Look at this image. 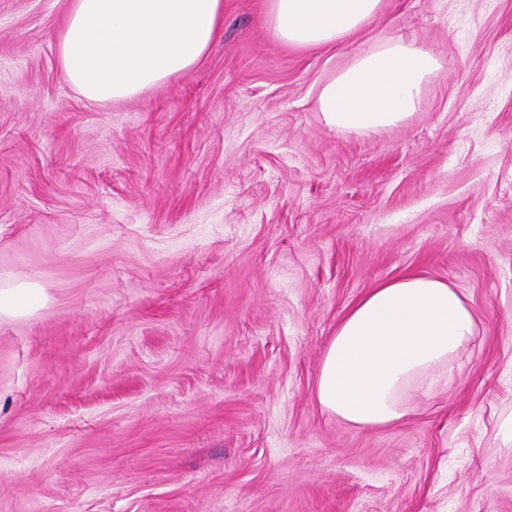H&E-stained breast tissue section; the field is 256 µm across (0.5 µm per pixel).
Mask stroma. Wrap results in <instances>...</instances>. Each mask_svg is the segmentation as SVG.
Wrapping results in <instances>:
<instances>
[{
	"label": "stroma",
	"mask_w": 512,
	"mask_h": 512,
	"mask_svg": "<svg viewBox=\"0 0 512 512\" xmlns=\"http://www.w3.org/2000/svg\"><path fill=\"white\" fill-rule=\"evenodd\" d=\"M224 0L202 63L119 103L65 81L61 0H0V512H512V0H392L297 49ZM399 38L440 76L380 134L320 86ZM408 272L482 309L386 428L315 397L342 315ZM39 289L28 284H18L0 289V317L13 316L33 308L40 300Z\"/></svg>",
	"instance_id": "35a3bbf8"
}]
</instances>
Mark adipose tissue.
<instances>
[{
    "label": "adipose tissue",
    "mask_w": 512,
    "mask_h": 512,
    "mask_svg": "<svg viewBox=\"0 0 512 512\" xmlns=\"http://www.w3.org/2000/svg\"><path fill=\"white\" fill-rule=\"evenodd\" d=\"M390 0H267L272 34L296 48L346 42ZM224 22V0H65L56 35L67 82L84 99L116 102L193 70ZM442 70L435 50L391 40L364 51L319 92L325 121L378 134L406 121ZM481 311L446 279L383 281L340 319L315 388L321 409L368 430L393 425L412 394L448 384V363L478 334Z\"/></svg>",
    "instance_id": "ef3b65f1"
}]
</instances>
